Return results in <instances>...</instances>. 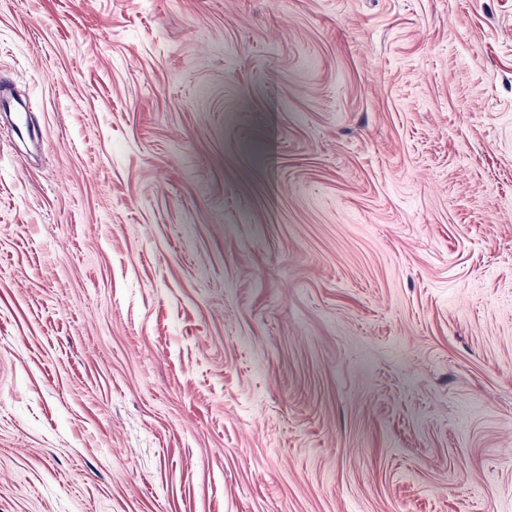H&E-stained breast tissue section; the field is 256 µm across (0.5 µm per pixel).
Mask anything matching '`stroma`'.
<instances>
[{"label": "stroma", "instance_id": "stroma-1", "mask_svg": "<svg viewBox=\"0 0 512 512\" xmlns=\"http://www.w3.org/2000/svg\"><path fill=\"white\" fill-rule=\"evenodd\" d=\"M0 512H512V0H0Z\"/></svg>", "mask_w": 512, "mask_h": 512}]
</instances>
